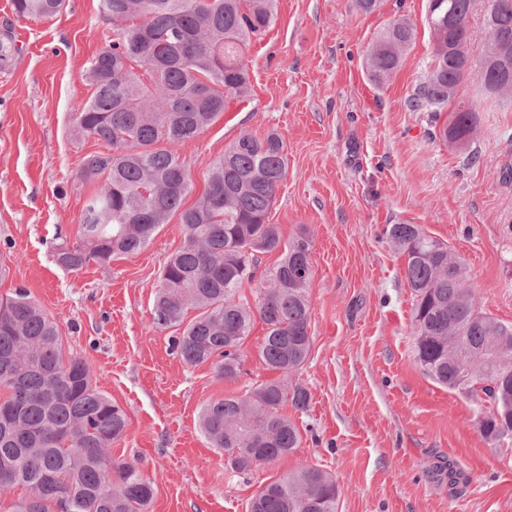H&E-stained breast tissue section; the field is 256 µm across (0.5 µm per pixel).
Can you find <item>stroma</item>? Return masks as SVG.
Masks as SVG:
<instances>
[{
  "label": "stroma",
  "mask_w": 512,
  "mask_h": 512,
  "mask_svg": "<svg viewBox=\"0 0 512 512\" xmlns=\"http://www.w3.org/2000/svg\"><path fill=\"white\" fill-rule=\"evenodd\" d=\"M99 0H65L50 19L11 22L18 48L0 65V298L23 288L56 322L66 352L89 365L93 384L124 408L112 446L155 489L149 512H249L269 481L302 464L335 475L339 512H512V439L488 445L480 409L416 365L412 295L391 224H416L466 265L481 309L512 322V107L485 103L473 145L442 140L440 122L413 110L432 51L430 0H277L276 20L246 54L251 94L230 102L179 148L193 183L242 132H277L287 174L269 214L284 239L312 241L311 352L296 379L309 393L293 419L300 448L273 465L231 473L198 429L212 398L243 395L278 379L259 358L254 321L243 371L220 379L190 366L151 325L162 269L182 245L177 219L138 254L103 267H59L55 247L74 240L86 192L84 156L100 142L72 132V107L91 94L88 62L115 38ZM415 38L384 85L364 60L391 20Z\"/></svg>",
  "instance_id": "1"
}]
</instances>
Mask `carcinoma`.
I'll use <instances>...</instances> for the list:
<instances>
[{
	"instance_id": "cac0c4a2",
	"label": "carcinoma",
	"mask_w": 512,
	"mask_h": 512,
	"mask_svg": "<svg viewBox=\"0 0 512 512\" xmlns=\"http://www.w3.org/2000/svg\"><path fill=\"white\" fill-rule=\"evenodd\" d=\"M275 0H99L116 39L89 62L92 93L73 112L79 138L104 150L84 158L78 178L96 189L85 197L72 244L56 248L57 264L78 270L106 266L139 253L176 215L183 245L168 259L151 311L152 326L181 329L172 349L190 365L211 362L234 380L242 373L240 347L254 316L265 325L259 357L282 377L242 396L202 408L200 429L224 451V467L241 473L293 454L300 429L284 412L306 410L308 391L292 380L311 347V240L284 241L268 214L286 176L282 138L249 132L216 159L207 187L187 206L192 179L177 147L196 138L222 114L229 99L250 91L244 49L274 19ZM64 0H13L16 18L58 14ZM465 21L448 26V9ZM480 16L486 38L470 62L448 51L473 41ZM432 59L411 100L416 111L446 113L440 135L468 147L481 101L458 97L474 73L482 91L512 103V69L484 71L497 42L512 40V0H445L433 14ZM414 29L391 21L367 51L371 82L381 86L399 69ZM16 52L9 29L0 33V62ZM389 242L405 257L413 294L415 361L437 384L481 407L478 429L490 445L512 437V322L481 310L462 261L417 224H392ZM281 252L277 268L257 275V255ZM256 285V303L236 299ZM198 311L184 323L187 307ZM127 425L125 410L93 386L86 361L64 357L61 336L26 291L0 300V491H27L14 512H147L154 487L134 464L112 458V443ZM336 478L302 465L266 483L250 512H339Z\"/></svg>"
}]
</instances>
